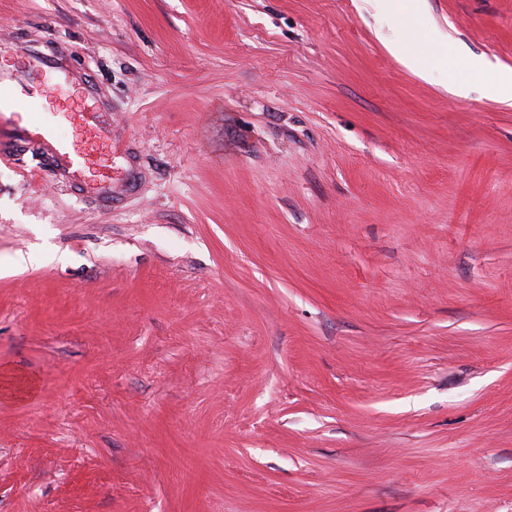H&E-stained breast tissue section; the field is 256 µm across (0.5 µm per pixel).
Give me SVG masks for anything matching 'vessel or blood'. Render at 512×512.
I'll return each mask as SVG.
<instances>
[{
  "instance_id": "obj_1",
  "label": "vessel or blood",
  "mask_w": 512,
  "mask_h": 512,
  "mask_svg": "<svg viewBox=\"0 0 512 512\" xmlns=\"http://www.w3.org/2000/svg\"><path fill=\"white\" fill-rule=\"evenodd\" d=\"M29 55L37 65L54 72L52 90L64 99L65 104L57 110H47L40 102L24 97L16 78L0 75V134L8 133L10 141L16 143L41 141L51 133L54 123L68 122L77 131L79 139L55 142L52 154L59 164L54 167L52 176L57 180L84 177L93 166L89 144L106 137V131L98 121L102 109L89 91L77 105H68L74 80L67 68L43 57L38 49H30Z\"/></svg>"
}]
</instances>
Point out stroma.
Here are the masks:
<instances>
[{
    "label": "stroma",
    "mask_w": 512,
    "mask_h": 512,
    "mask_svg": "<svg viewBox=\"0 0 512 512\" xmlns=\"http://www.w3.org/2000/svg\"><path fill=\"white\" fill-rule=\"evenodd\" d=\"M32 47L112 146L0 164V512H512V0H0L55 108ZM28 52L37 65L54 72L55 82L52 85V91L57 93L64 102L68 101L70 99V87L74 83V79L68 73V69L59 62L43 57L38 49L32 48Z\"/></svg>",
    "instance_id": "stroma-1"
}]
</instances>
